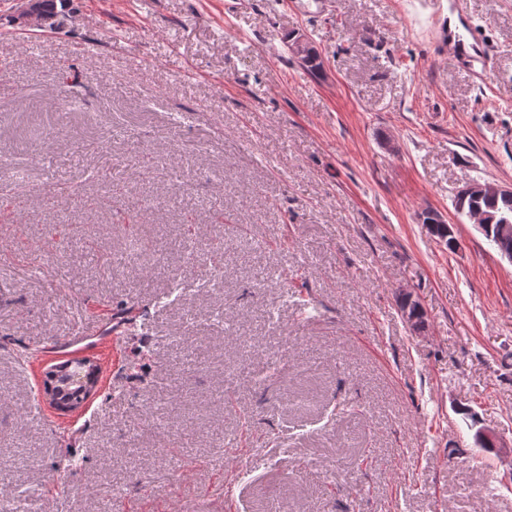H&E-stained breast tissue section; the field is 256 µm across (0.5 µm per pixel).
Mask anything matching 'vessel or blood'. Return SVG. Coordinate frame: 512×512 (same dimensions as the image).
Wrapping results in <instances>:
<instances>
[{"label": "vessel or blood", "mask_w": 512, "mask_h": 512, "mask_svg": "<svg viewBox=\"0 0 512 512\" xmlns=\"http://www.w3.org/2000/svg\"><path fill=\"white\" fill-rule=\"evenodd\" d=\"M436 39L457 64L469 69L475 83L482 84L491 71L488 46L460 0H448V15L437 20Z\"/></svg>", "instance_id": "vessel-or-blood-1"}]
</instances>
